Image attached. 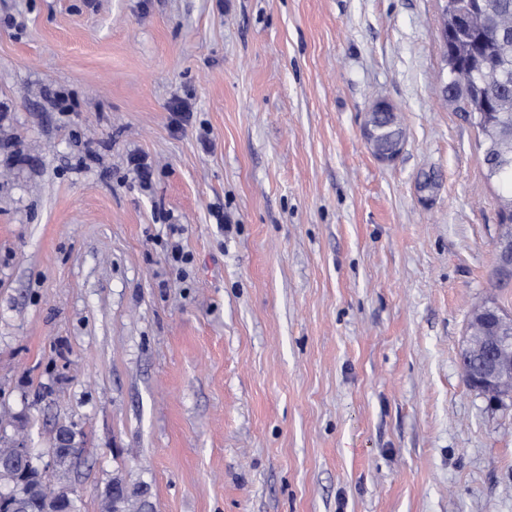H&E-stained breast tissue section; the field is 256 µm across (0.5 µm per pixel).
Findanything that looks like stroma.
Instances as JSON below:
<instances>
[{"label": "stroma", "mask_w": 512, "mask_h": 512, "mask_svg": "<svg viewBox=\"0 0 512 512\" xmlns=\"http://www.w3.org/2000/svg\"><path fill=\"white\" fill-rule=\"evenodd\" d=\"M440 25L436 0H0V428L38 458L82 432L80 512L119 471L155 512H512V400L460 361L474 308L512 313L500 186ZM393 114V109L384 101H377L373 104L369 118L364 126V137L372 146L376 156L383 162H391L397 154L398 147L395 146L391 150L382 147V140L379 138L377 131L376 118ZM510 220H504L498 224L499 233L496 242L499 269L508 279L512 278V221Z\"/></svg>", "instance_id": "1"}]
</instances>
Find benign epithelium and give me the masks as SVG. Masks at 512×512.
<instances>
[{"instance_id":"benign-epithelium-1","label":"benign epithelium","mask_w":512,"mask_h":512,"mask_svg":"<svg viewBox=\"0 0 512 512\" xmlns=\"http://www.w3.org/2000/svg\"><path fill=\"white\" fill-rule=\"evenodd\" d=\"M442 25L440 41L448 52V39L461 28L475 26L492 29L496 35L497 58L490 68L478 60V53L458 52L451 61V77L441 81L440 91L451 98L457 91L472 92L479 84L487 83L492 77L505 82L512 77V16L505 13L496 18L488 17L470 7L467 0H455L454 8H448V0H437ZM512 107V91L506 96H486L476 100L477 115L484 117L488 110ZM393 114V109L384 101L373 104L364 126V137L372 146L376 156L383 162H391L398 147L387 150L377 131V119ZM489 142L497 155L500 166H512V126H498L491 131ZM499 269L506 278H512V221L499 224L496 242ZM462 365L465 378L470 386L485 398L498 402L512 399V314L503 312L493 305L476 308L469 319L468 336L463 349ZM71 445L69 429L59 428L54 448L48 451V458L42 469L49 473L54 467V449Z\"/></svg>"}]
</instances>
